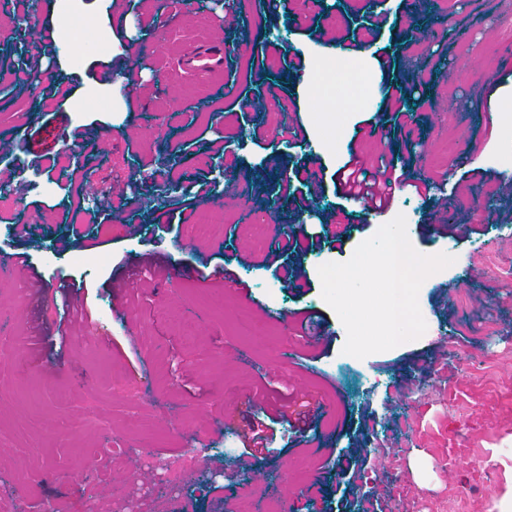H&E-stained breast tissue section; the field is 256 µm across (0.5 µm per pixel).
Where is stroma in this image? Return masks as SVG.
<instances>
[{"mask_svg": "<svg viewBox=\"0 0 512 512\" xmlns=\"http://www.w3.org/2000/svg\"><path fill=\"white\" fill-rule=\"evenodd\" d=\"M49 2L38 13L54 48L41 59L40 93L22 71L32 36L0 37V143L13 146L0 153V176L16 199L0 212V247L28 254L42 278L35 290L0 271V491L15 512H264L268 497L281 512L307 501L312 512H496L512 492V287L493 272L512 269V166L500 163L512 152L503 110L512 55L492 21L512 0H288L282 15L266 0H184L164 42L149 0H85L69 29L50 24ZM327 16L342 49H374L377 61L337 63L314 89ZM110 30L142 69L130 100L112 81L88 93L104 81ZM228 39L225 92L182 72L198 43ZM271 56L281 60L273 72ZM406 56L423 66L405 71ZM391 86L412 106L404 131L383 103ZM310 153L324 167L316 197L270 209ZM63 157L77 180L60 169ZM352 159L372 171L391 161L429 189L395 192L369 213L335 183ZM215 164L249 193L219 185L190 204L192 182L212 180ZM158 170L175 186L159 199ZM105 200L122 221L102 211ZM446 210L452 221L435 223ZM400 214L418 251L445 248L456 261L420 287V338L342 365L346 330L322 298L318 263L349 260ZM12 218L35 225L33 239L6 236ZM290 222L317 246L299 288L264 263ZM250 224L268 225L265 248L252 244ZM460 224L476 234L460 237ZM75 226L90 239L57 251ZM339 231L344 244L331 243ZM63 279L80 287L84 322L68 314ZM307 308L328 341L301 332ZM486 320L496 335L481 336ZM259 397L269 450L247 457L241 433ZM288 400L306 403L315 422L301 430L280 418ZM113 436L125 453L101 495L88 462ZM186 454L198 472L166 485L161 462ZM56 464L66 482L54 479Z\"/></svg>", "mask_w": 512, "mask_h": 512, "instance_id": "1", "label": "stroma"}]
</instances>
